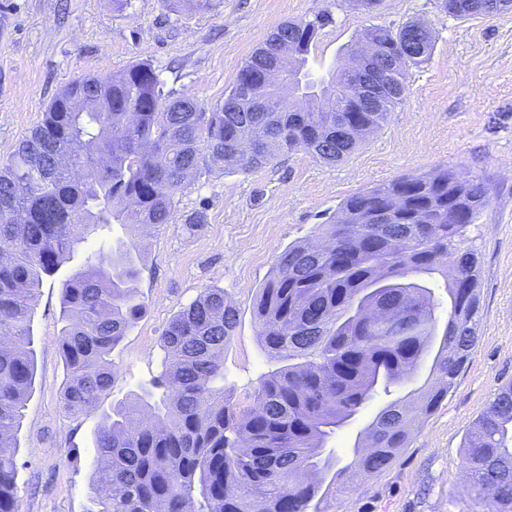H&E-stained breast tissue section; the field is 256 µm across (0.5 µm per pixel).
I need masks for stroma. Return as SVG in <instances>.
<instances>
[{"label": "stroma", "instance_id": "1", "mask_svg": "<svg viewBox=\"0 0 512 512\" xmlns=\"http://www.w3.org/2000/svg\"><path fill=\"white\" fill-rule=\"evenodd\" d=\"M327 11L309 64L344 65L365 28L430 26L429 61L406 72L407 91L382 129L344 161L295 152L244 173L204 166L173 203L169 223L102 232L108 245L140 244L136 283L144 310L110 359L104 407L138 392L162 369L160 336L203 289H224L238 325L224 348V375L248 406L261 375L278 366L261 349L253 304L278 256L315 240L319 224L367 188L441 168L480 180L489 202L470 234L480 257L478 340L454 387L385 471L337 498L324 475V506L339 512H486L462 482L464 439L492 395L512 382V7L459 18L444 0H381L367 13L349 0H215L207 13L165 0H0V167L41 122L72 79L116 75L151 63L164 91L192 97L200 111L223 102L249 56L282 23ZM205 211L207 221L190 220ZM77 252L47 278L33 312L36 380L18 431L19 512H90L93 433L99 413L71 417L62 405L59 351L63 281L84 261ZM379 393L329 439L323 456L350 462L360 433L388 403Z\"/></svg>", "mask_w": 512, "mask_h": 512}]
</instances>
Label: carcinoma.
Segmentation results:
<instances>
[{"mask_svg":"<svg viewBox=\"0 0 512 512\" xmlns=\"http://www.w3.org/2000/svg\"><path fill=\"white\" fill-rule=\"evenodd\" d=\"M455 17L489 16L492 0H446ZM321 12L283 23L245 62L236 84L266 85L267 61L302 67ZM381 53L401 68L379 110L351 88L343 111L251 112L231 88L210 112L164 93L147 62L120 75H84L54 97L40 125L0 169V512H18L16 434L34 386L31 321L43 281L108 224L168 222L174 198L206 162L243 172L294 151L326 163L353 153L386 122L406 91V70L429 60L433 35L408 21L370 26ZM342 124L339 136L336 124ZM332 133L331 139L324 138ZM488 205L481 181L446 168L402 175L360 191L336 219L317 225L320 247L289 245L253 308L263 352L285 361L261 376L241 410L224 385V347L238 311L222 288H205L161 335L163 369L143 394L101 415L93 437L94 512H323L314 459L328 438L382 389L403 385L440 337L417 397L389 403L336 470V492L380 473L411 430L453 387L478 334L479 256L468 231ZM389 211L383 224L368 212ZM440 275L448 321L437 334L432 289ZM136 245L88 254L62 283L60 350L73 417L112 393L109 355L143 311ZM468 491L493 512H512V384L500 387L464 441Z\"/></svg>","mask_w":512,"mask_h":512,"instance_id":"obj_1","label":"carcinoma"}]
</instances>
